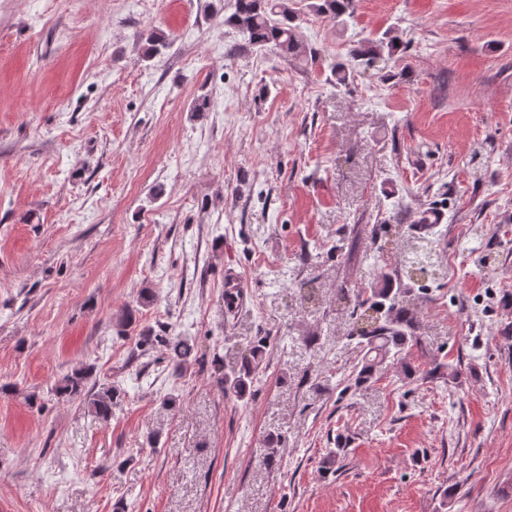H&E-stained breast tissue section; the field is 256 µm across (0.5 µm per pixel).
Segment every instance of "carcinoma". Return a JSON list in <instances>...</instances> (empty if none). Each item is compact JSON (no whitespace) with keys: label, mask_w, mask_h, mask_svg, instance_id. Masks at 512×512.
Listing matches in <instances>:
<instances>
[{"label":"carcinoma","mask_w":512,"mask_h":512,"mask_svg":"<svg viewBox=\"0 0 512 512\" xmlns=\"http://www.w3.org/2000/svg\"><path fill=\"white\" fill-rule=\"evenodd\" d=\"M234 11L228 18L245 40L258 48H273L288 59H297L306 54V49L297 37L296 21L298 15L288 6V0H233ZM311 8L318 14L330 18L338 24H345L346 19L353 17L355 0H316ZM145 58L152 60L168 48L167 39L157 33H150L146 38ZM397 49L394 40L379 41L371 47L366 56L367 65L377 61L389 60ZM432 267L439 265L437 253L430 240L424 236L415 238L403 256L401 266ZM398 275V269L381 271L383 286L370 289L369 296L355 302L352 316L355 320L365 318L362 312L365 305L376 312L369 327L362 329L356 336L358 347L362 352V366L357 379L369 381L378 367L386 362L399 360L404 348L417 340L413 315L405 301L408 289L398 287L392 289L389 284L392 276ZM159 342L170 346L175 355L182 359L189 358L194 348L185 338L178 336L159 337ZM267 345V337L261 336L250 348L249 353L238 361L230 385L242 396L247 387V380L254 371L259 358ZM90 372L84 368L73 370L63 377L56 386L57 394L69 399H85L88 408L104 421L112 418V406L119 396L117 390L108 387L88 394L85 392Z\"/></svg>","instance_id":"obj_1"}]
</instances>
